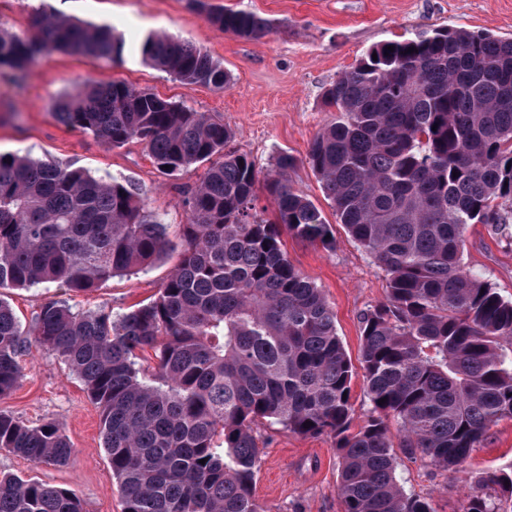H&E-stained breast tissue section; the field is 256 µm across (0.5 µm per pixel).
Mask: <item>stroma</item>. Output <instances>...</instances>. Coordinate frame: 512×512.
Returning a JSON list of instances; mask_svg holds the SVG:
<instances>
[{
	"label": "stroma",
	"instance_id": "stroma-1",
	"mask_svg": "<svg viewBox=\"0 0 512 512\" xmlns=\"http://www.w3.org/2000/svg\"><path fill=\"white\" fill-rule=\"evenodd\" d=\"M267 18L270 33L250 40L210 24L192 0H0V30L29 32L32 13L41 9L122 34L125 60L113 64L78 58L63 51L36 57L22 80L0 69V154L25 155L81 168L105 179H129L144 192L148 210L159 214L170 239L179 240L188 218L179 188L195 185L207 166L164 175L135 142L110 147L93 135L66 127L53 115L54 101L93 79L146 90L199 112H214L235 137L231 150L266 168L281 151L297 160L293 186L335 226L336 246L326 251L284 237L289 260L321 288L336 313V331L352 361L361 355L360 317L383 303L385 272L337 226L336 214L318 177L306 162L315 136L333 118L321 104L326 86L350 69L372 46L390 39L441 28H465L512 38V0H211ZM166 33L206 49L229 71L218 90L181 82L147 65L136 50L148 34ZM463 260L481 272L496 291L512 299V236L484 224L469 225ZM177 262L168 255L143 271L114 277L88 293L53 284L6 288L0 296L22 326L45 302H67L76 309L106 308L122 314L149 301ZM23 376L0 397V412L29 425L56 423L73 454L67 465L34 463L0 450V472L74 490L83 512H122L118 484L102 447L100 413L82 382L59 358L30 343L20 358ZM260 458L254 494L262 512H344L338 494L340 458L327 435L301 436L268 422L256 428ZM397 475L406 491L430 498L435 512H463L468 489L458 474L424 459L397 455ZM512 466V419L487 433L466 463L469 476Z\"/></svg>",
	"mask_w": 512,
	"mask_h": 512
}]
</instances>
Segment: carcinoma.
Masks as SVG:
<instances>
[{"label": "carcinoma", "mask_w": 512, "mask_h": 512, "mask_svg": "<svg viewBox=\"0 0 512 512\" xmlns=\"http://www.w3.org/2000/svg\"><path fill=\"white\" fill-rule=\"evenodd\" d=\"M193 2L226 33L257 39L271 30L254 12ZM31 25V36L0 31V67L22 73L50 50L122 61L125 40L110 26L42 11ZM138 50L180 81H229L207 50L179 37L150 34ZM322 103L336 116L307 163L338 222L387 275L386 301L360 319L371 408L356 431L354 370L336 316L282 249L284 230L325 249L336 243L290 184L293 156L278 153L264 171L226 149L233 133L218 115L124 83L88 80L58 99V122L111 147L136 141L167 176L211 162L182 190L188 223L178 243L130 181L0 156V289L86 292L179 251L157 297L121 315L49 301L25 332L0 297V396L23 376L29 337L66 362L100 409L123 512H260L261 420L336 439L344 512H431L397 479L394 448L461 473L489 428L512 418V300L463 262L468 225L503 232L512 223V39L445 28L384 41L329 84ZM259 182L272 220L257 214ZM146 349L149 375L136 355ZM0 449L57 466L72 454L55 423L30 426L2 412ZM476 484L465 512H507L498 490L512 492V468ZM0 512L82 504L71 489L3 474Z\"/></svg>", "instance_id": "obj_1"}]
</instances>
